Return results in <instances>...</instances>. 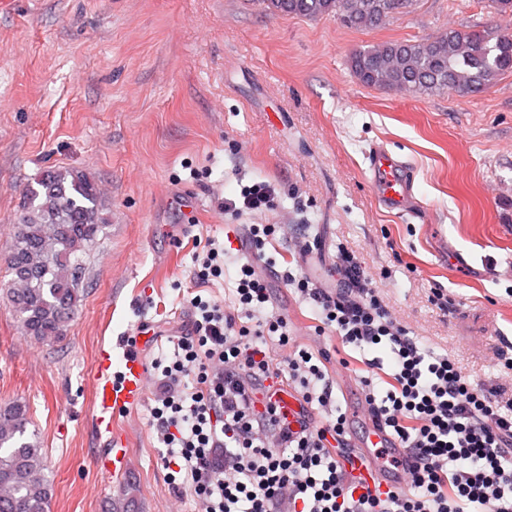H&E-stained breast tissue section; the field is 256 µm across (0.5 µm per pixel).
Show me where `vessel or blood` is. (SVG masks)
Instances as JSON below:
<instances>
[{
	"instance_id": "1",
	"label": "vessel or blood",
	"mask_w": 512,
	"mask_h": 512,
	"mask_svg": "<svg viewBox=\"0 0 512 512\" xmlns=\"http://www.w3.org/2000/svg\"><path fill=\"white\" fill-rule=\"evenodd\" d=\"M370 184L380 203L388 210L408 212L414 203L413 178L409 162L385 147L376 146L368 155ZM95 381V423L110 433L111 446L100 459L104 474H112L126 461V436L112 426L114 409L136 403L144 394L146 369L136 356H126L120 377H113L108 352H100L93 372Z\"/></svg>"
}]
</instances>
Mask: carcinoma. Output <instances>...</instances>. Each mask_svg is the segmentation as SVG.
Returning a JSON list of instances; mask_svg holds the SVG:
<instances>
[{
  "label": "carcinoma",
  "instance_id": "obj_1",
  "mask_svg": "<svg viewBox=\"0 0 512 512\" xmlns=\"http://www.w3.org/2000/svg\"><path fill=\"white\" fill-rule=\"evenodd\" d=\"M273 12L335 16L356 30H374L415 10L418 0H259ZM357 80L408 94L454 91L475 96L512 74V32L449 27L431 39L390 40L354 50ZM15 222L5 289L25 335L63 339L83 300L80 254L104 225L101 191L83 172L56 170L29 186ZM28 409L0 405V512H49L52 483L43 448L26 438Z\"/></svg>",
  "mask_w": 512,
  "mask_h": 512
}]
</instances>
